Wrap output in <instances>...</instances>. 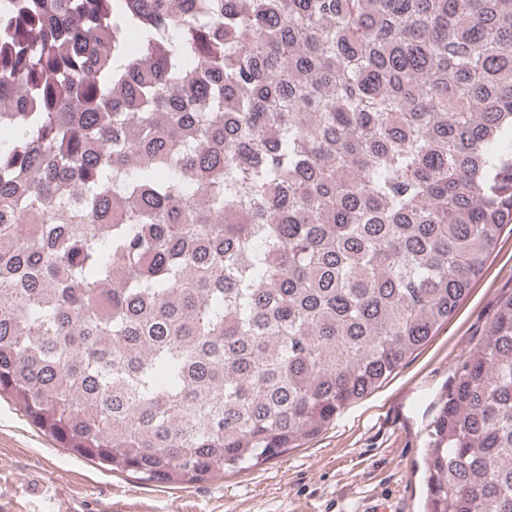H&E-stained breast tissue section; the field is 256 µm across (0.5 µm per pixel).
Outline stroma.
I'll return each mask as SVG.
<instances>
[{
	"label": "stroma",
	"mask_w": 512,
	"mask_h": 512,
	"mask_svg": "<svg viewBox=\"0 0 512 512\" xmlns=\"http://www.w3.org/2000/svg\"><path fill=\"white\" fill-rule=\"evenodd\" d=\"M512 295V232L430 341L301 447L249 471L181 486L109 471L59 447L0 400V512H423L424 449L465 354ZM42 485L38 496L29 484Z\"/></svg>",
	"instance_id": "stroma-1"
}]
</instances>
